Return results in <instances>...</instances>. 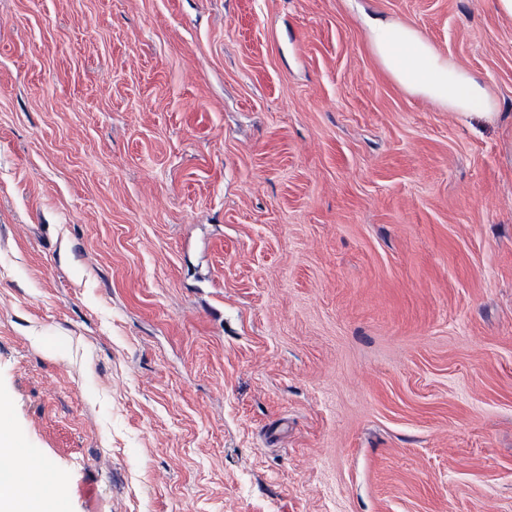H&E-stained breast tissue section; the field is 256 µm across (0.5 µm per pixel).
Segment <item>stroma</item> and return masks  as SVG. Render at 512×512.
Here are the masks:
<instances>
[{
    "label": "stroma",
    "mask_w": 512,
    "mask_h": 512,
    "mask_svg": "<svg viewBox=\"0 0 512 512\" xmlns=\"http://www.w3.org/2000/svg\"><path fill=\"white\" fill-rule=\"evenodd\" d=\"M0 406L59 512H512V19L0 0ZM372 50L383 68L407 90L447 107L459 117L478 104L491 107L482 83L470 72L453 66L414 26L399 20L369 17Z\"/></svg>",
    "instance_id": "1"
}]
</instances>
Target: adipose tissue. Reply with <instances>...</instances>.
I'll return each instance as SVG.
<instances>
[{
  "label": "adipose tissue",
  "mask_w": 512,
  "mask_h": 512,
  "mask_svg": "<svg viewBox=\"0 0 512 512\" xmlns=\"http://www.w3.org/2000/svg\"><path fill=\"white\" fill-rule=\"evenodd\" d=\"M372 50L383 68L407 90L458 116H471L477 104H490L482 83L451 65L414 26L391 19L367 18ZM34 474L0 473V512H46V501L29 491Z\"/></svg>",
  "instance_id": "1"
}]
</instances>
